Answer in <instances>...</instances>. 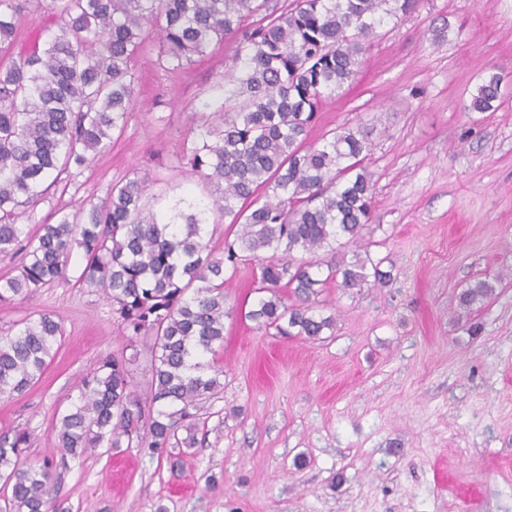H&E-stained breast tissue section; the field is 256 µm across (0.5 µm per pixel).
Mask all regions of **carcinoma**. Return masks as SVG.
<instances>
[{
    "label": "carcinoma",
    "instance_id": "cac0c4a2",
    "mask_svg": "<svg viewBox=\"0 0 512 512\" xmlns=\"http://www.w3.org/2000/svg\"><path fill=\"white\" fill-rule=\"evenodd\" d=\"M418 4L292 0L250 23L257 0H6L1 45L16 42L27 9L49 10L56 30L43 50L21 51L0 70V255L19 258L17 274L0 278V303L66 279L78 249L86 260L78 284L101 292L129 342L149 340L151 357L144 397L132 359L100 356L76 400L56 414V450L78 456L105 444L152 454L195 447L198 405L221 387V370L205 356L224 343L226 272L241 262L254 263L268 293L247 317L276 336L316 339L332 329L335 318L315 307L330 281L345 290L391 281L385 259L367 249L348 263L319 259L341 238L363 239L373 204L368 132L343 127L320 147L304 143L325 93L354 79L377 29ZM147 24L159 30L162 57L174 70L214 43L236 41L213 119L186 149L196 175L215 188L212 202L160 215L147 204V178L134 176L114 183L101 203L31 233L21 219L41 201L42 186L85 167L124 128L132 62ZM500 87V75H486L465 109L496 110ZM213 208L238 226L219 254L205 242ZM283 288L297 303L283 302ZM494 292L477 280L459 303L469 308ZM61 336L50 313L0 335V400L39 381ZM29 446L25 431L0 434V484L10 490L0 512H71L48 464L22 459Z\"/></svg>",
    "mask_w": 512,
    "mask_h": 512
}]
</instances>
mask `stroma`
<instances>
[{"instance_id": "1", "label": "stroma", "mask_w": 512, "mask_h": 512, "mask_svg": "<svg viewBox=\"0 0 512 512\" xmlns=\"http://www.w3.org/2000/svg\"><path fill=\"white\" fill-rule=\"evenodd\" d=\"M51 21L23 13L24 36L0 48V67L44 45ZM160 50L145 29L123 133L43 195L31 230L133 176L147 177L159 208L210 198L185 149L222 93L235 43L177 71L159 65ZM491 72L502 77L500 107L466 111ZM344 126L371 131L364 240L393 280L327 284L318 301L334 328L283 338L248 318L259 295L242 264L213 358L222 389L201 402L198 444L179 471L135 448L79 458L54 449L57 411L100 355L128 344L110 303L77 284L81 251L67 280L0 303V334L45 312L62 323L40 380L0 400V432L31 433L29 458L50 460L73 512H512V0H421L378 28L355 79L323 99L307 143ZM477 278L495 281L493 298L460 308ZM473 322L480 335H469Z\"/></svg>"}]
</instances>
